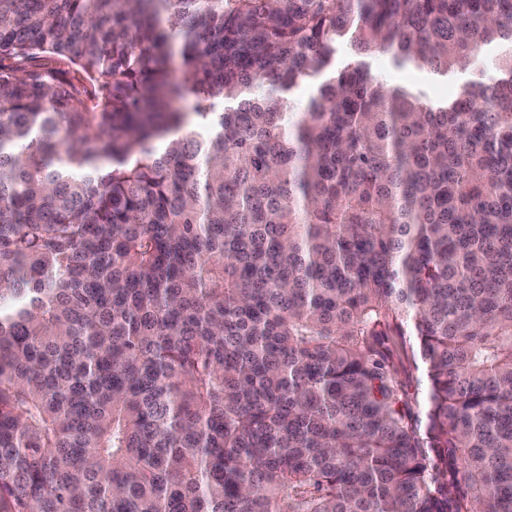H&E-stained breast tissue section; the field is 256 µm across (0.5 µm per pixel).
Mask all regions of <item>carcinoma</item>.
Listing matches in <instances>:
<instances>
[{
    "label": "carcinoma",
    "mask_w": 512,
    "mask_h": 512,
    "mask_svg": "<svg viewBox=\"0 0 512 512\" xmlns=\"http://www.w3.org/2000/svg\"><path fill=\"white\" fill-rule=\"evenodd\" d=\"M492 41L512 0H0V512H512V55L441 107L360 60Z\"/></svg>",
    "instance_id": "cac0c4a2"
}]
</instances>
